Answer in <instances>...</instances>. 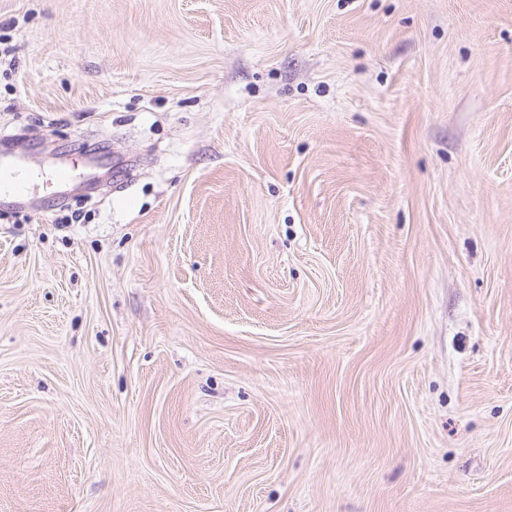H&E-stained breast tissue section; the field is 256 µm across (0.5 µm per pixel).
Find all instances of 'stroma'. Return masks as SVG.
I'll return each instance as SVG.
<instances>
[{"mask_svg":"<svg viewBox=\"0 0 512 512\" xmlns=\"http://www.w3.org/2000/svg\"><path fill=\"white\" fill-rule=\"evenodd\" d=\"M0 32V512H512V0Z\"/></svg>","mask_w":512,"mask_h":512,"instance_id":"stroma-1","label":"stroma"}]
</instances>
